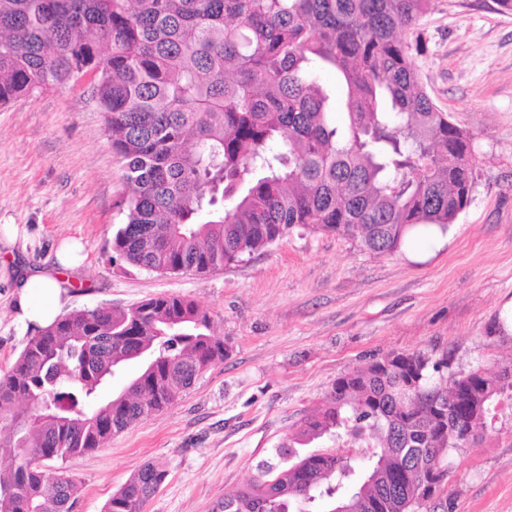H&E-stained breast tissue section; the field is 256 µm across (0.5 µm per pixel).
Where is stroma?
Listing matches in <instances>:
<instances>
[{
    "instance_id": "obj_1",
    "label": "stroma",
    "mask_w": 512,
    "mask_h": 512,
    "mask_svg": "<svg viewBox=\"0 0 512 512\" xmlns=\"http://www.w3.org/2000/svg\"><path fill=\"white\" fill-rule=\"evenodd\" d=\"M408 41L432 102L471 137L475 186L441 233L378 255L358 240L297 230L249 261L205 275L120 270L107 249L123 222V163L90 80L0 106V225L20 234L0 253V370L22 351L16 285L63 278L66 310L123 308L186 295L227 353L164 411L94 452L50 461L80 484L72 512H104L145 462L168 475L145 512H211L275 457L337 377L391 352L494 372L512 361V11L497 0H432ZM82 243L66 269L56 252ZM445 484L454 512H512V397L482 440L454 451Z\"/></svg>"
}]
</instances>
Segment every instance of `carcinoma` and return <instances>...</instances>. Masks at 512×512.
I'll use <instances>...</instances> for the list:
<instances>
[{"label":"carcinoma","instance_id":"carcinoma-1","mask_svg":"<svg viewBox=\"0 0 512 512\" xmlns=\"http://www.w3.org/2000/svg\"><path fill=\"white\" fill-rule=\"evenodd\" d=\"M430 0H0V106L96 72L124 167L111 256L207 275L300 229L392 255L416 227L448 229L474 188L470 136L425 92L401 34ZM334 76L347 121L336 125ZM192 299L74 310L0 374V493L11 512H70L78 483L45 462L104 447L224 360ZM145 360L126 388L100 393ZM449 385L438 384L433 374ZM512 366L453 371L389 353L336 379L254 479L212 512H421L409 497L437 452L487 431ZM345 433L338 448L305 446ZM167 471L144 463L105 512H144Z\"/></svg>","mask_w":512,"mask_h":512}]
</instances>
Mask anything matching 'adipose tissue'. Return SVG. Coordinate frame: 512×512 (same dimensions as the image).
Masks as SVG:
<instances>
[{
  "label": "adipose tissue",
  "mask_w": 512,
  "mask_h": 512,
  "mask_svg": "<svg viewBox=\"0 0 512 512\" xmlns=\"http://www.w3.org/2000/svg\"><path fill=\"white\" fill-rule=\"evenodd\" d=\"M61 280L34 274L19 285L16 304L18 320L23 326L46 327L59 315L62 303Z\"/></svg>",
  "instance_id": "obj_1"
}]
</instances>
